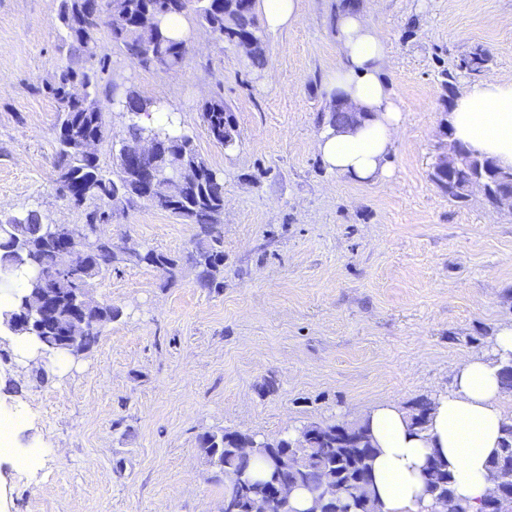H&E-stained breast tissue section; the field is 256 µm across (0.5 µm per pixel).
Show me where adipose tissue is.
Instances as JSON below:
<instances>
[{
    "mask_svg": "<svg viewBox=\"0 0 512 512\" xmlns=\"http://www.w3.org/2000/svg\"><path fill=\"white\" fill-rule=\"evenodd\" d=\"M338 63L325 82L330 105L359 112L357 124L324 125L316 149L328 169L362 184L392 174L391 154L403 109L385 74L391 57L383 31L364 6L341 9L337 18ZM453 137L469 150L512 169V81L488 75L461 88L449 104ZM512 361V322L501 324L490 353L468 357L452 390L435 396L425 429L411 427L408 413L392 402L365 413L377 454L373 489L382 512H430L424 467L440 457L453 476V489L471 507L490 492L487 461L511 415L503 407L500 369Z\"/></svg>",
    "mask_w": 512,
    "mask_h": 512,
    "instance_id": "1",
    "label": "adipose tissue"
}]
</instances>
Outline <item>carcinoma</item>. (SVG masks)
<instances>
[{"label":"carcinoma","mask_w":512,"mask_h":512,"mask_svg":"<svg viewBox=\"0 0 512 512\" xmlns=\"http://www.w3.org/2000/svg\"><path fill=\"white\" fill-rule=\"evenodd\" d=\"M239 8L232 18H224V4L216 2L197 13L202 24L222 43L237 45L249 40L248 59L261 68L266 64V51L258 34L253 0H238ZM98 0H60L59 22L64 31L63 42L70 63L54 75L44 88L57 103V149L55 168L58 181L72 190L68 200L75 206L100 201L85 214L83 224L57 226L46 221L37 210L30 209L21 216L0 220V286L11 287L18 274L27 277L25 288L14 295L10 309L0 313L4 317L20 307L22 300L39 288H56L67 296L76 288H85L112 269L115 263L128 261L101 232V227L112 219V197L119 195L129 201L142 200L172 214L188 218L197 225V247L188 260L197 268V282L202 288H220L224 273V250L221 249V216L224 213V177L200 155L194 138L186 132L174 133L168 126L146 123L152 101L144 99L133 89L116 92L115 104L123 111L125 123L121 139L132 140L146 129L162 134L161 150L176 153L183 163L194 171L180 188V198L169 203L166 180L159 179L149 192L138 186L133 170L116 159V178L102 174L98 157L88 156L81 148L85 140L99 142L112 137V128L105 120V112H85L69 98L67 83H87L94 95L98 86L92 83L87 63L97 57L99 35L106 32L114 45L126 56L144 68L176 70L185 61L186 40L168 36L161 21L171 15L187 13L184 0H112L110 14L88 29L83 16L98 12ZM490 62L482 50L472 52L459 60L457 70L467 75H478ZM202 120L209 138L224 145V128L234 125L230 109L222 100H211L202 107ZM448 166L465 176L478 164L488 167L487 179L499 165L491 158L466 150L445 134ZM431 179L448 198L458 204L466 202L462 181H450L448 175L431 172ZM83 247L87 258L79 268L68 266L63 246ZM134 262L146 264L163 272L166 280H176L179 260L153 248L144 250ZM69 310L62 307L52 319L45 321L34 333L42 348L55 351L58 326L66 323ZM118 315L112 305L101 302L87 312L94 332L79 343L89 350L98 339L101 329ZM432 401L421 397L411 407L412 424L422 429L427 421ZM348 432L336 433V426L326 422H307L301 429L308 432V441L285 432L274 439L260 438L243 431L206 432L199 438V448L209 463L224 475V497L239 502L241 512H250V503L264 496L272 485H288L298 489L317 488L332 481L344 491L332 502L325 498L316 504L319 512H380L379 502L372 490V461L376 448L372 444L366 423L355 420L346 423ZM500 446L488 464V478L499 484L505 478L512 481V422L504 424ZM425 491L441 509L452 506L450 512H468V506L454 493L453 477L448 466L438 458L428 460L424 471Z\"/></svg>","instance_id":"obj_1"}]
</instances>
